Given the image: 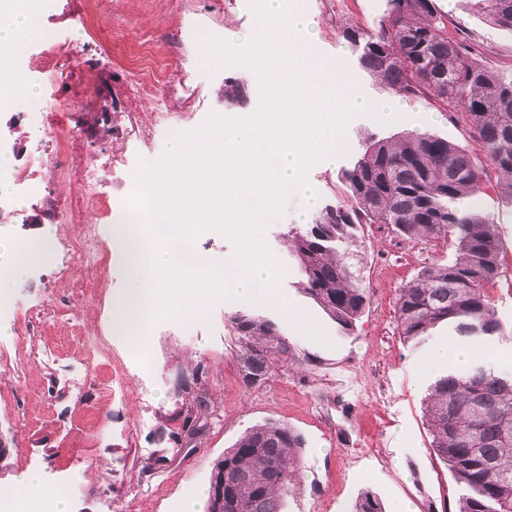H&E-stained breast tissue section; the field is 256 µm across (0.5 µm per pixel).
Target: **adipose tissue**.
Returning a JSON list of instances; mask_svg holds the SVG:
<instances>
[{"label":"adipose tissue","mask_w":512,"mask_h":512,"mask_svg":"<svg viewBox=\"0 0 512 512\" xmlns=\"http://www.w3.org/2000/svg\"><path fill=\"white\" fill-rule=\"evenodd\" d=\"M39 0H0V110L9 109L16 91L9 79L12 60L25 48Z\"/></svg>","instance_id":"1"}]
</instances>
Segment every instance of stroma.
Instances as JSON below:
<instances>
[{"label": "stroma", "mask_w": 512, "mask_h": 512, "mask_svg": "<svg viewBox=\"0 0 512 512\" xmlns=\"http://www.w3.org/2000/svg\"><path fill=\"white\" fill-rule=\"evenodd\" d=\"M435 6L449 33L467 40L478 65L512 71V32L488 26L472 0H435ZM387 9L388 0H296L294 11L314 33L311 52L340 67L373 100L384 92L359 67L342 31ZM35 26L52 30L72 56L47 65L39 45L26 46L21 79L36 90L26 109L38 116L40 139L21 129L13 110L0 111V132L13 134L15 143L7 196L23 215L0 227V271L12 274L21 314L20 322L0 321V437L10 463L0 482L36 472L47 487L65 489L68 512H182L191 490L208 489L225 449L249 427L271 420L304 440L301 488L284 496L283 512H347L365 490L385 512L400 501L412 512H455L459 489L434 455L424 419V398L439 373L428 353L448 344V329L437 327L413 345L404 342L396 319L400 288L422 267L452 259L448 243L408 242L385 226L364 225L350 261L369 300L345 333L298 287L286 232L297 222L299 204L288 200L263 238L282 269L278 294L300 305L308 322L293 325L281 306H253L254 314L277 324L298 358L256 387L239 375L234 300L205 302L196 314L157 323L146 336L144 363L111 324L127 271L110 248L111 221L97 200L127 202L140 161L162 155L172 128L191 133L210 113L236 118L257 110V78L236 66H204L198 46L210 35L244 43L258 28L250 0H100L94 14L87 0H51ZM231 84L242 87L241 96L225 95ZM59 127L71 133L63 155L51 136ZM401 131L472 145L460 107L423 96L403 100L389 121L377 112L355 113L340 161L314 163L308 172L321 203L343 194L340 172L366 138ZM35 150L45 160L38 174L46 190L32 204L17 187ZM110 155L116 162L108 167ZM481 210L503 243L501 274L488 292L512 330V200L490 181ZM83 224L99 227L107 278L78 260L62 273L49 258L21 267L5 247L45 228L52 238H70ZM32 351L44 352V359L28 360ZM189 415L199 427L191 437L181 431Z\"/></svg>", "instance_id": "stroma-1"}]
</instances>
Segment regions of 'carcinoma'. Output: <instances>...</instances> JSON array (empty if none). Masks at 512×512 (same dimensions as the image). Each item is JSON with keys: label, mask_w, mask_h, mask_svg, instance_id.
<instances>
[{"label": "carcinoma", "mask_w": 512, "mask_h": 512, "mask_svg": "<svg viewBox=\"0 0 512 512\" xmlns=\"http://www.w3.org/2000/svg\"><path fill=\"white\" fill-rule=\"evenodd\" d=\"M474 8L488 24L512 31V0H474ZM342 36L388 93L462 106L474 148L429 133L368 139L341 172L344 197L319 209L312 223L288 229L300 288L351 331L367 304L348 263L358 228L383 224L409 242L442 239L454 247L452 260L422 268L399 290L398 326L404 341L418 345L444 324L457 342L482 349L467 366L437 376L425 417L434 453L461 490L458 512H512V365L495 351L502 324L487 293L500 275L503 246L477 207L457 206L483 193L482 155L500 192L512 198V73L477 65L471 47L448 34L434 0H389L386 14ZM231 323L244 385H261L275 366L296 360L272 321L237 311ZM303 446L286 424L249 428L214 464L211 482L224 484V503L209 501V512H281V497L300 487ZM348 512L383 506L367 491Z\"/></svg>", "instance_id": "carcinoma-1"}]
</instances>
